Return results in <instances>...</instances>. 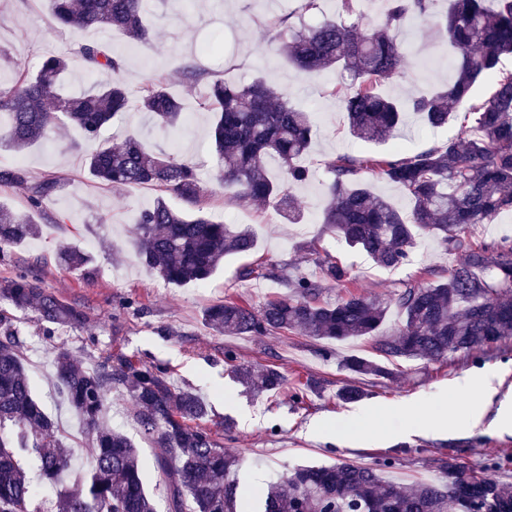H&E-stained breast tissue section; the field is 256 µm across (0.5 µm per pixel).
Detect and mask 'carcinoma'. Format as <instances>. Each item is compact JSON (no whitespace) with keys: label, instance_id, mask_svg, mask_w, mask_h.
Wrapping results in <instances>:
<instances>
[{"label":"carcinoma","instance_id":"cac0c4a2","mask_svg":"<svg viewBox=\"0 0 512 512\" xmlns=\"http://www.w3.org/2000/svg\"><path fill=\"white\" fill-rule=\"evenodd\" d=\"M338 2L337 17L316 26L297 27L282 18L276 41L295 71L335 70L344 76L331 94L345 112L351 137L365 143L394 139L411 113L429 128H442L458 106L466 108L459 132L444 142L413 152L340 153L330 159L320 223L384 268L411 262L423 235L461 259L445 276L428 269L423 282L399 283L387 302L350 294L334 305H320L315 297L322 283L339 285L348 278L342 262L327 255L317 261L318 277L288 276L287 297L258 311L226 299L207 308L204 320L226 336L294 331L332 340L369 336L379 359L347 355L341 368L390 378L400 360L444 362L512 337V237L486 244L471 235L475 225L512 213V71L500 67L502 58L512 55V0H497L492 10L487 0H448V9L437 17L435 0H385L375 20L357 12L354 0ZM144 14L145 0H50L49 25L117 29L139 42L150 35ZM409 21L436 23L452 53L454 75L448 85L403 102L382 96L378 88L403 63L397 33ZM76 53L89 70L110 78L62 94L66 57L47 55L34 73L13 68L10 83L0 87V146L21 151L75 127L95 144L86 168L98 184L153 189L152 206L136 221L137 257L169 284L202 282L224 257L250 253L256 247L251 228L216 221L200 207L204 189L194 164L153 149L138 135L97 145L102 128L131 105L150 113L161 128L178 130L184 112L166 77L154 74L132 93L121 78L119 52L105 43L80 41ZM182 78L202 86L198 105L212 114L225 201L264 205L274 200L284 220L299 223L302 215L288 186L314 176L304 164L314 137L310 113L293 107L281 88L263 78L236 84L194 64L183 69ZM482 82L490 84V94L471 101ZM271 161L279 166L276 178L268 171ZM379 181L399 186L409 211L377 194L372 183ZM61 186L55 177L32 181L22 168L0 166V187L24 192L32 211L44 210ZM171 196L196 211L172 208ZM42 234V225L0 205V254ZM58 258L88 280L95 275V257L77 245H60ZM6 305L35 312L47 336L58 326L85 323L82 306L43 287L40 278L19 273L0 280V512H157L145 489L138 449L120 430L101 425L114 393L131 399L137 423L156 448L154 465L164 477L167 512H247L250 496L238 493L231 478L240 456L221 442L233 423L211 420L204 399L174 387L161 364L110 352L85 369L68 350L58 349L59 393L85 425L78 436L63 432L33 394L25 345ZM393 307L401 324L383 334ZM225 360L231 376L254 394H274L283 385L274 367L238 364L231 351ZM365 396L354 382L336 392L345 403ZM69 441L85 450L91 469L65 485L63 476L73 468ZM392 466L389 458L370 465L298 466L267 484L261 512H512V483L470 470L452 457L440 463L447 480H420L410 488L383 476Z\"/></svg>","mask_w":512,"mask_h":512}]
</instances>
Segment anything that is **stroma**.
Masks as SVG:
<instances>
[{
  "label": "stroma",
  "mask_w": 512,
  "mask_h": 512,
  "mask_svg": "<svg viewBox=\"0 0 512 512\" xmlns=\"http://www.w3.org/2000/svg\"><path fill=\"white\" fill-rule=\"evenodd\" d=\"M180 19L172 21L159 0L149 5L153 28L148 41L130 42L121 32L90 30L79 35L67 28L50 29L46 0H0V46L7 49L10 65L0 77L10 78L13 65L36 71L40 48L71 57L67 86L86 89L97 82L85 63L74 55L76 42L103 40L124 57L123 79L137 90L151 72L166 74L169 92L180 98L185 112L181 130L172 134L157 127L136 109L114 118L104 127L100 141L111 143L129 133H140L151 146L178 150L181 158L197 164L207 193L203 208L220 221L251 227L258 246L252 253L226 257L223 267L201 283L175 286L142 266L133 249L135 217L152 205L155 193L147 187L112 190L93 181L84 168L87 146L70 128L53 140L15 151L0 148V165L24 168L31 179L47 175L63 179L64 186L45 211H28L23 194L0 192V202L43 225L42 238L16 246L0 257V278L20 272L39 275L46 288L66 300L83 304L87 324L60 328L44 335L33 312H15L20 339L27 347L34 393L62 427L78 432L76 413L55 393L54 353L68 349L77 362L88 355L112 351L169 368L176 387L195 389L208 403L214 420L233 419L224 435L226 450L240 455L237 473L240 492L246 493L287 474L299 465H329L339 461L371 463L390 456L395 460L390 477L411 486L418 478L439 477L443 458L452 456L465 466L512 483V432L495 430L493 423L503 405H512V338L496 347L445 362L405 361L393 379L363 378L366 396L344 404L336 392L349 380L339 361L356 354L374 357L367 337L346 341L321 340L299 332L288 335L224 336L204 323L209 306L234 298L253 307L286 296L283 282L264 277L276 268L285 274L317 271L314 256L301 252L304 243L340 257L349 269L342 285L323 284L318 303L332 304L349 294L392 295L399 282L419 279L425 268L446 270L458 261L432 238H424L410 264L395 270L376 266L363 252L346 246L324 232L319 219L324 199L325 161L348 150L372 152L355 141L331 89L340 76L325 72L307 78L284 64L276 53L272 22L299 10L301 0H176ZM398 39L405 49L404 62L381 87L389 97L407 99L446 84L453 75L448 51L437 27L417 22L402 28ZM201 63L214 74L247 82L261 77L288 93L291 104L311 112L316 126L308 158L315 177L293 187L290 196L303 214L298 224L284 223L276 205L241 200L225 203L216 180V160L208 142L210 117L196 105L198 87L186 84L181 69ZM72 243L90 251L98 265L93 281L64 269L56 260L58 243ZM260 269V277L242 280L240 269ZM238 362L272 366L284 376L286 387L273 396L246 393L230 376L225 351ZM495 370L501 377L496 395L482 402L476 386L479 374ZM308 380L313 390L304 403H295L289 391L296 380ZM418 402L415 415L400 413L404 399ZM482 405V429L471 431L459 424L470 408ZM383 413L379 428L367 432L362 416L371 410ZM322 423L312 432L313 423ZM106 425L122 430L140 452L144 484L158 512H165L163 479L154 466L153 448L143 438L133 416L131 401L117 395L105 417Z\"/></svg>",
  "instance_id": "obj_1"
}]
</instances>
